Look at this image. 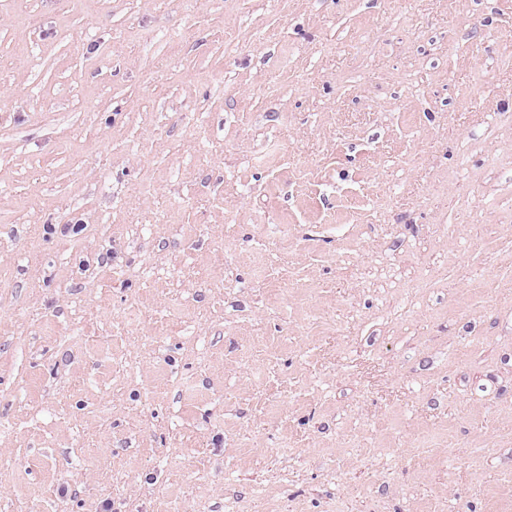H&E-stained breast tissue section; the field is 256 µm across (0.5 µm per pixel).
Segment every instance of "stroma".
<instances>
[{
	"mask_svg": "<svg viewBox=\"0 0 512 512\" xmlns=\"http://www.w3.org/2000/svg\"><path fill=\"white\" fill-rule=\"evenodd\" d=\"M512 512V0H0V512Z\"/></svg>",
	"mask_w": 512,
	"mask_h": 512,
	"instance_id": "stroma-1",
	"label": "stroma"
}]
</instances>
